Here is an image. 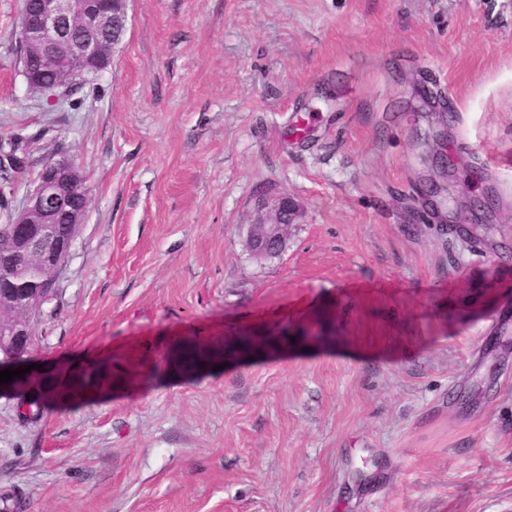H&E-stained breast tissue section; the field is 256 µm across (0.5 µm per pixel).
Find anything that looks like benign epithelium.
Returning a JSON list of instances; mask_svg holds the SVG:
<instances>
[{
    "instance_id": "benign-epithelium-1",
    "label": "benign epithelium",
    "mask_w": 512,
    "mask_h": 512,
    "mask_svg": "<svg viewBox=\"0 0 512 512\" xmlns=\"http://www.w3.org/2000/svg\"><path fill=\"white\" fill-rule=\"evenodd\" d=\"M129 0H36L23 5L18 23L22 73L29 92L56 103L57 92H71L81 81L112 66L129 23ZM39 60L61 79L43 86L29 73V62ZM86 178L77 163L65 156L46 159L33 188L16 212L11 258L0 267V313H24L0 320V370L15 369L24 360L32 323L53 292L74 245L76 231L88 207ZM303 211L290 195L264 199L252 224L248 245L252 255L264 258L280 252L290 226L302 221ZM63 222L59 234L52 225Z\"/></svg>"
}]
</instances>
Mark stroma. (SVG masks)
Returning a JSON list of instances; mask_svg holds the SVG:
<instances>
[{
    "instance_id": "1",
    "label": "stroma",
    "mask_w": 512,
    "mask_h": 512,
    "mask_svg": "<svg viewBox=\"0 0 512 512\" xmlns=\"http://www.w3.org/2000/svg\"><path fill=\"white\" fill-rule=\"evenodd\" d=\"M0 149L90 202L0 392V512H512V0H131ZM301 118L308 136L291 133ZM301 223L247 250L268 190Z\"/></svg>"
}]
</instances>
